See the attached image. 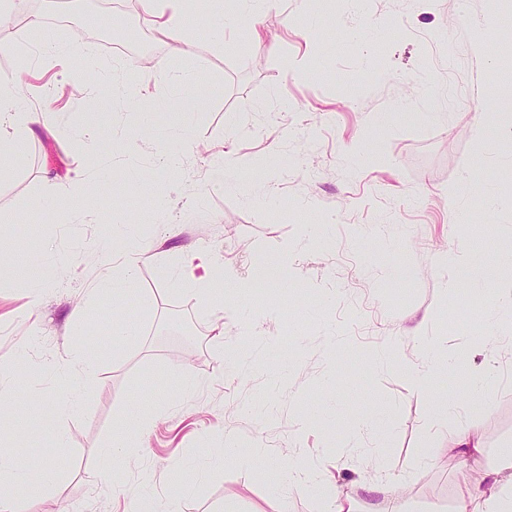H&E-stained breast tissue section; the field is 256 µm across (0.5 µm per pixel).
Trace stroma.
I'll return each instance as SVG.
<instances>
[{
	"label": "stroma",
	"mask_w": 512,
	"mask_h": 512,
	"mask_svg": "<svg viewBox=\"0 0 512 512\" xmlns=\"http://www.w3.org/2000/svg\"><path fill=\"white\" fill-rule=\"evenodd\" d=\"M275 0L259 17L256 46L249 25L216 45L202 18L235 0H191L197 22L193 57L163 36L139 0L106 12L104 0H14L20 30L0 28V77L19 68L18 53L50 41L83 50L93 73L120 63L113 43H138L144 66L158 57L171 69L202 77L195 99L132 112L122 87H100L87 105L72 74L45 61L26 75L53 100L21 152L0 157V369L15 378V397L0 406V438L35 493L18 488L25 512H134L150 490L164 512H326L317 495L282 481L293 451L335 470L357 512H453L462 485L456 468L417 464L434 447L429 406L454 391L464 403L449 423L480 424L484 464L512 452V384L467 395V372L481 364L479 342L495 317V288L512 287L504 268L494 287L474 293L439 264L441 251L492 263L512 247V206L487 210L481 194L450 196L464 172L490 193L512 197V114L496 112L512 84V53L497 34L512 30V0ZM39 25H30L31 15ZM165 132L190 126L177 170L164 168V146L125 145L142 122ZM256 160L251 181L222 186L213 162L222 154ZM85 215L69 195L48 197L50 182L92 188ZM46 196V195H45ZM315 237L297 243L306 227ZM137 250L140 293L117 308L94 287L114 257ZM188 252L209 254L240 277L265 284L241 292L240 313L218 320L192 292L160 274ZM49 254L64 265L38 308L28 279ZM130 316L132 342L112 339L114 312ZM426 323L439 348L463 354V376L444 372L420 391L408 369L418 355L412 330ZM101 365L100 379L74 409L63 406L54 366L74 337ZM239 349L253 369L241 380L224 361ZM201 380L183 397L179 376ZM385 403L381 427L363 434L382 451L384 472L406 497L368 495L376 471L350 454L348 425L370 399ZM167 412L144 436L139 456L98 466L129 406ZM65 432L66 445L53 437ZM261 449L249 467L221 461L212 439ZM55 458L58 475L46 479ZM123 481L130 496L112 494Z\"/></svg>",
	"instance_id": "stroma-1"
}]
</instances>
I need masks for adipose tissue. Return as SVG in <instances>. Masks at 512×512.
I'll return each instance as SVG.
<instances>
[{
  "label": "adipose tissue",
  "mask_w": 512,
  "mask_h": 512,
  "mask_svg": "<svg viewBox=\"0 0 512 512\" xmlns=\"http://www.w3.org/2000/svg\"><path fill=\"white\" fill-rule=\"evenodd\" d=\"M142 2L155 17L164 36L180 44L184 54H192L194 42L187 24L185 0ZM28 101V91L19 80L0 79L1 156L19 152L28 138L31 124L37 121L38 111L31 110ZM440 261L452 275L461 276L471 290L478 291L495 277L499 265L512 264V250L502 252L496 263L484 267L472 266L463 253L442 254ZM136 268L137 254L132 251L113 266L110 276L100 280L97 292L117 299L135 296L138 292ZM162 275L172 285L193 292L219 310L224 307L225 290L238 292L244 288L236 269L221 263L198 265L190 257L179 266L164 268ZM97 377V360L88 356L80 343H72L68 359L57 369V379L67 393V408L80 403L85 387ZM460 405V396L454 392L440 395L433 401L431 421L442 427L438 434L439 445L422 449L418 462L426 468L442 460L456 463L465 487L457 512H512V458L504 457L495 466H474V459L483 453L478 425L463 421L449 430L443 426L449 414ZM311 469L307 455L299 453L291 457L287 470L289 483L300 492L320 496L327 502L328 512H355L351 499L338 491L333 477L312 475Z\"/></svg>",
  "instance_id": "obj_1"
}]
</instances>
